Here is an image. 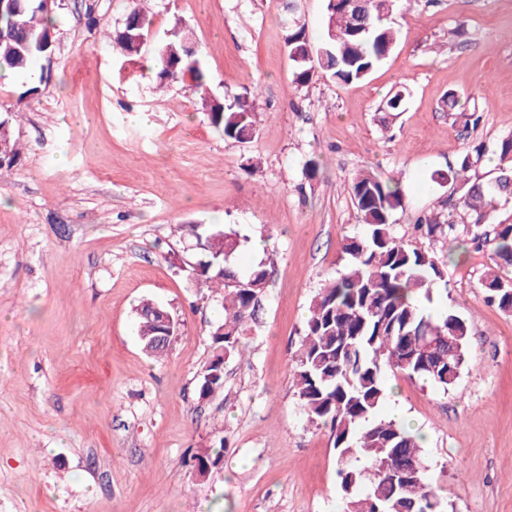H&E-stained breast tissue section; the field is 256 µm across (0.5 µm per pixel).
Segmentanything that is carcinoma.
<instances>
[{
    "mask_svg": "<svg viewBox=\"0 0 512 512\" xmlns=\"http://www.w3.org/2000/svg\"><path fill=\"white\" fill-rule=\"evenodd\" d=\"M349 0H325L324 37L314 44L302 24L288 27L285 43L291 59L292 83L308 84L315 73L340 83L363 80L392 52L396 29L387 5L368 0L354 18ZM54 29V19L37 0H21L0 16V70L27 75L45 55L38 37ZM112 44L122 55L140 54L138 46L118 32ZM156 81L169 83L168 68H189L193 87L205 91L208 74L198 55L187 57L181 37L170 36L155 54ZM209 120L224 137L253 141L257 132L254 98L227 93L207 102ZM487 149L466 148L432 178L448 183V218L428 217L417 224L423 238L457 239L474 244L495 242L493 265L482 277L491 303L512 312V218L487 229L490 212L512 194V135L496 144L499 164L493 180L477 168ZM20 157L11 122L0 118V166ZM350 196L363 223L360 235L342 244L347 263L311 299L303 325L293 382L309 422L329 428L336 450L342 512H439L440 498L431 485L421 454V442L403 425L379 416L387 396L385 367L410 379L422 380L448 392L468 363L470 326L453 312L432 316L422 300L431 299L445 281V263L424 244H410L395 234L392 211L400 204V185L391 176L362 171L352 178ZM194 238L206 248L189 265V275L221 299L224 320L209 331L212 356L202 374L199 394L209 397L224 386V365L243 352V337L257 323L268 286L272 257L240 272L234 256L249 237L232 225H193ZM159 304L146 301L137 309V333L146 352L158 357L167 347L159 336L174 337L179 321L162 322Z\"/></svg>",
    "mask_w": 512,
    "mask_h": 512,
    "instance_id": "obj_1",
    "label": "carcinoma"
}]
</instances>
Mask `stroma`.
<instances>
[{"mask_svg": "<svg viewBox=\"0 0 512 512\" xmlns=\"http://www.w3.org/2000/svg\"><path fill=\"white\" fill-rule=\"evenodd\" d=\"M134 6L153 24L129 58L103 33ZM54 17L37 90L0 80L22 146L0 167V512H339L336 451L292 373L310 301L362 231L348 184L366 168L399 179L392 220L411 241L418 216L447 215L451 188L432 175L467 144L487 147L491 177L512 135V0H400L395 47L366 79L301 88L278 0H58ZM177 23L211 98L253 91L254 142L219 135L190 81L149 74ZM398 86L403 111H384ZM450 93L477 126L446 111ZM184 224L234 225L276 253L246 351L205 399L224 312L186 271L198 255ZM430 247L447 283L426 309L468 321L469 362L446 392L385 371L381 414L424 435L444 512H512V313L485 300L492 247L452 264L447 241ZM145 299L181 323L157 359L136 334ZM216 452L199 475L192 455Z\"/></svg>", "mask_w": 512, "mask_h": 512, "instance_id": "obj_1", "label": "stroma"}]
</instances>
